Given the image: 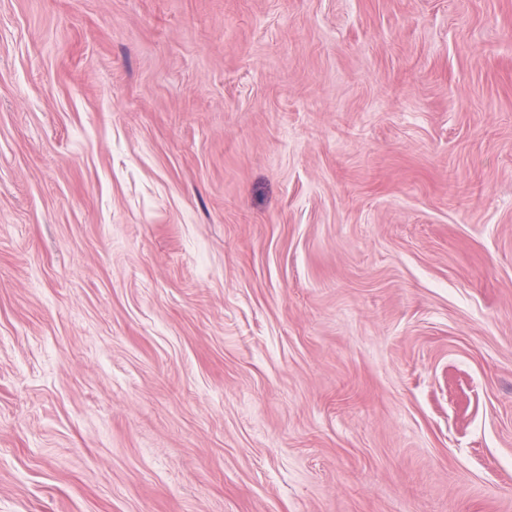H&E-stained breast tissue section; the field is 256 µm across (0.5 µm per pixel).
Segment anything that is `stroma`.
Wrapping results in <instances>:
<instances>
[{"label":"stroma","instance_id":"obj_1","mask_svg":"<svg viewBox=\"0 0 512 512\" xmlns=\"http://www.w3.org/2000/svg\"><path fill=\"white\" fill-rule=\"evenodd\" d=\"M0 512H512V0H0Z\"/></svg>","mask_w":512,"mask_h":512}]
</instances>
